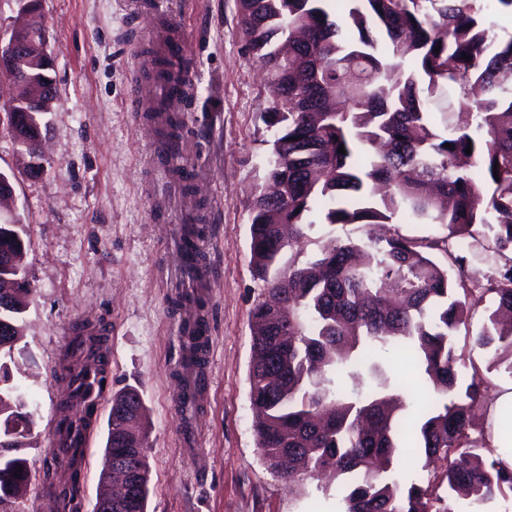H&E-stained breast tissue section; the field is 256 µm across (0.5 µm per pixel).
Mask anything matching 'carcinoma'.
<instances>
[{"label":"carcinoma","instance_id":"carcinoma-1","mask_svg":"<svg viewBox=\"0 0 512 512\" xmlns=\"http://www.w3.org/2000/svg\"><path fill=\"white\" fill-rule=\"evenodd\" d=\"M478 2L237 0L245 44L273 92L262 114L272 140L249 215L251 259L266 284L251 310L257 450L290 485L350 480L342 512H456L459 499L480 507L512 492V468L472 423L474 409L488 411L486 381L476 371L459 381L464 358L454 341L493 295L476 344L508 356L512 372V322L499 318L512 314V37L497 38ZM156 76L180 79L183 69L162 59ZM180 125L164 116L168 146ZM271 183L282 187L273 204ZM318 211L328 224L380 232L329 237L279 266L287 246L305 243ZM401 215L433 225L434 235L387 228ZM28 243L20 219L0 223V256L22 255ZM31 292L19 289L10 307L20 338ZM182 331L185 363H200V319ZM390 349L424 387L410 427L399 419L402 379L379 356ZM60 369L73 381L104 371L100 341L72 337ZM35 425L15 406L1 365L0 439L13 447L0 458V512H21L7 489L30 481L21 448ZM147 439L139 392L113 393L106 447L138 458L144 486L122 512H146ZM58 456L65 476L46 479L67 512H78L81 449ZM405 465L417 476L402 484Z\"/></svg>","mask_w":512,"mask_h":512}]
</instances>
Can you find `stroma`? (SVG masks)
Listing matches in <instances>:
<instances>
[{
	"mask_svg": "<svg viewBox=\"0 0 512 512\" xmlns=\"http://www.w3.org/2000/svg\"><path fill=\"white\" fill-rule=\"evenodd\" d=\"M182 28L195 95L181 117L189 164L210 169L195 185L210 236L204 250L215 274L206 312L212 323L211 377L192 421L176 409L182 354L181 309L173 301L171 248L179 225L170 175L148 156L158 137L125 106L139 44L152 17H130L131 0H39L54 60L58 97L48 125L42 177H18L15 207L28 226L24 263L33 286L23 351L12 366L36 413L37 447L23 512H56L44 474L54 462L53 422L67 415L60 380L64 347L77 330L103 339L108 392L136 387L147 408L151 470L147 512H336L339 487L299 486L274 477L256 448L249 400L250 311L264 283L253 269L249 213L257 165L271 132L260 118L272 102L258 63L240 35L236 0H164ZM486 316L478 309L457 345L485 370L493 390L512 383L489 369L492 352L473 344ZM110 406L100 400L82 464L81 512H92L102 469Z\"/></svg>",
	"mask_w": 512,
	"mask_h": 512,
	"instance_id": "1",
	"label": "stroma"
}]
</instances>
